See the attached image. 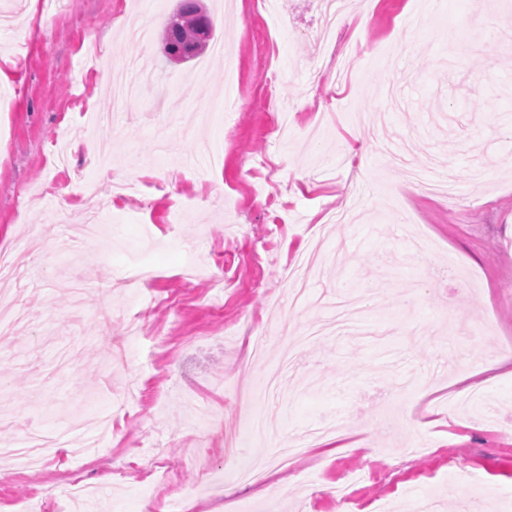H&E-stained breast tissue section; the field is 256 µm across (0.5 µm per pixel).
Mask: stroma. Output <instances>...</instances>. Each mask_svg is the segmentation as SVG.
I'll return each mask as SVG.
<instances>
[{
	"mask_svg": "<svg viewBox=\"0 0 512 512\" xmlns=\"http://www.w3.org/2000/svg\"><path fill=\"white\" fill-rule=\"evenodd\" d=\"M202 2L213 45L180 63L160 40L177 0H0V252L32 313L0 336V436L113 421L98 451L0 483V512H57L70 477L116 490L85 512H512V378L448 396L512 348V0H349L366 23L323 48L315 0H276L272 81L260 0ZM133 57L134 96L98 123L100 71ZM337 61L350 84L311 82ZM391 142L460 198L409 185ZM308 247L322 265L292 309L284 266ZM143 271L149 287L113 288ZM339 295L367 334L302 344L269 400L281 333ZM253 411L272 439L247 435ZM324 423L348 447L278 467L277 441ZM248 464L265 480L237 481Z\"/></svg>",
	"mask_w": 512,
	"mask_h": 512,
	"instance_id": "1",
	"label": "stroma"
}]
</instances>
